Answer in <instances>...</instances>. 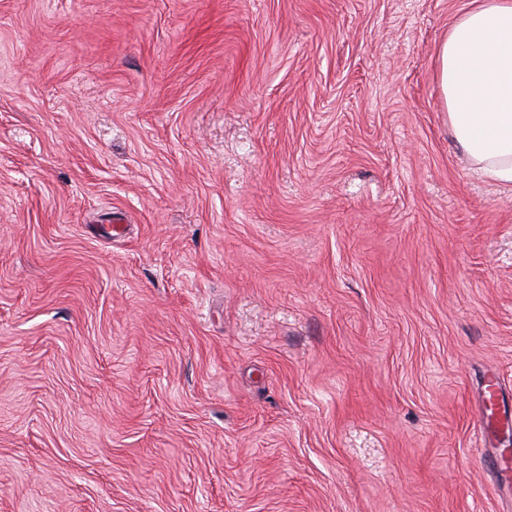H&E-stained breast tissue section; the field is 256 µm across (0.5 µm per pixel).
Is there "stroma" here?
<instances>
[{
    "label": "stroma",
    "instance_id": "obj_1",
    "mask_svg": "<svg viewBox=\"0 0 512 512\" xmlns=\"http://www.w3.org/2000/svg\"><path fill=\"white\" fill-rule=\"evenodd\" d=\"M473 4L0 0V512H512Z\"/></svg>",
    "mask_w": 512,
    "mask_h": 512
}]
</instances>
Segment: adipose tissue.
<instances>
[{
	"mask_svg": "<svg viewBox=\"0 0 512 512\" xmlns=\"http://www.w3.org/2000/svg\"><path fill=\"white\" fill-rule=\"evenodd\" d=\"M435 78L465 152L491 177L512 182V0H480L452 24Z\"/></svg>",
	"mask_w": 512,
	"mask_h": 512,
	"instance_id": "ef3b65f1",
	"label": "adipose tissue"
}]
</instances>
